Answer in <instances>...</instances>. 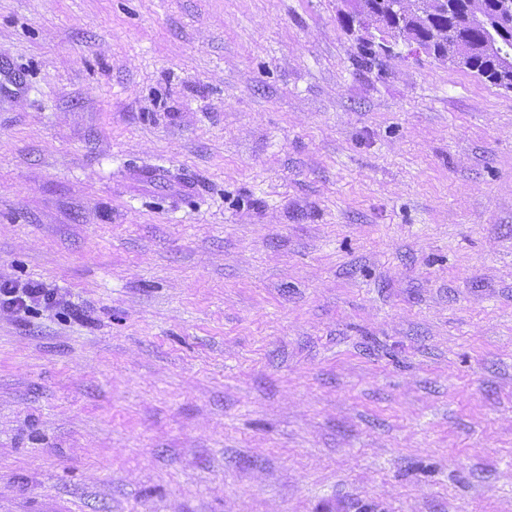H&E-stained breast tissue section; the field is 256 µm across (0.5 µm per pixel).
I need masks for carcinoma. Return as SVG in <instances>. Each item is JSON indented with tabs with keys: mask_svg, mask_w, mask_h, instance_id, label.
Returning a JSON list of instances; mask_svg holds the SVG:
<instances>
[{
	"mask_svg": "<svg viewBox=\"0 0 512 512\" xmlns=\"http://www.w3.org/2000/svg\"><path fill=\"white\" fill-rule=\"evenodd\" d=\"M358 14L370 16L382 33L402 40L430 42L433 57L454 61L460 70L480 76L482 71L500 75L512 84V68L504 67L497 53L487 49V21L500 26V47L512 53V12L506 0H355Z\"/></svg>",
	"mask_w": 512,
	"mask_h": 512,
	"instance_id": "obj_1",
	"label": "carcinoma"
}]
</instances>
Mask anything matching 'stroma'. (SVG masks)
<instances>
[{"mask_svg":"<svg viewBox=\"0 0 512 512\" xmlns=\"http://www.w3.org/2000/svg\"><path fill=\"white\" fill-rule=\"evenodd\" d=\"M339 0H0V512H512V92ZM57 303V294L40 283H29L22 288L9 281L0 282V309L10 311L21 319L34 305L50 306Z\"/></svg>","mask_w":512,"mask_h":512,"instance_id":"1","label":"stroma"}]
</instances>
